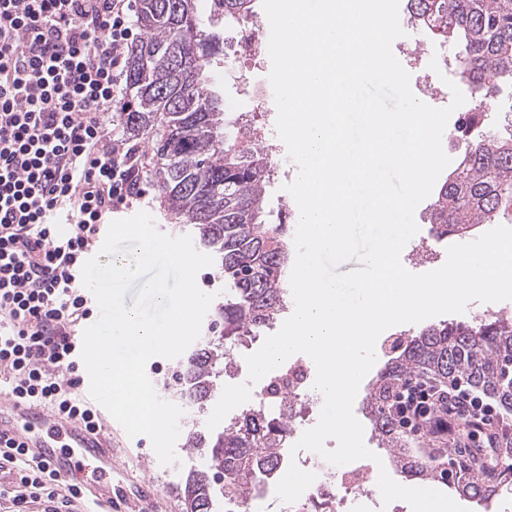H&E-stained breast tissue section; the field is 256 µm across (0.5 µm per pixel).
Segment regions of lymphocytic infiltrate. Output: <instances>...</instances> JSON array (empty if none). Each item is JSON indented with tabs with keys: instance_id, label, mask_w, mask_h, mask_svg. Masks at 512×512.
I'll list each match as a JSON object with an SVG mask.
<instances>
[{
	"instance_id": "f902f5d3",
	"label": "lymphocytic infiltrate",
	"mask_w": 512,
	"mask_h": 512,
	"mask_svg": "<svg viewBox=\"0 0 512 512\" xmlns=\"http://www.w3.org/2000/svg\"><path fill=\"white\" fill-rule=\"evenodd\" d=\"M132 0H0V381L91 431L79 399L77 332L93 315L78 276L117 204L144 197L128 151L103 120L124 95ZM400 424L489 425L495 406L463 382L408 381ZM0 501L65 512L80 486L61 482L21 446L0 442Z\"/></svg>"
}]
</instances>
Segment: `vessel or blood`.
<instances>
[{
	"label": "vessel or blood",
	"mask_w": 512,
	"mask_h": 512,
	"mask_svg": "<svg viewBox=\"0 0 512 512\" xmlns=\"http://www.w3.org/2000/svg\"><path fill=\"white\" fill-rule=\"evenodd\" d=\"M1 438L21 445L36 460L48 463L68 479H81L82 471L76 463L88 458L98 462L101 475L106 477L112 471V456L96 435L34 403L0 398ZM92 491L106 512H129V499L116 497L111 483L93 485Z\"/></svg>",
	"instance_id": "b4317fda"
}]
</instances>
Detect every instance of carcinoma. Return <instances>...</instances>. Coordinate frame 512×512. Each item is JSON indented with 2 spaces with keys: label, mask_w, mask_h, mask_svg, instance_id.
I'll return each mask as SVG.
<instances>
[{
  "label": "carcinoma",
  "mask_w": 512,
  "mask_h": 512,
  "mask_svg": "<svg viewBox=\"0 0 512 512\" xmlns=\"http://www.w3.org/2000/svg\"><path fill=\"white\" fill-rule=\"evenodd\" d=\"M136 0L142 37L127 53L121 119L133 142L150 134L153 181L167 210L190 225L198 244L224 273L219 303L204 337L178 374L182 397L204 411L218 398L233 348L251 343L284 316L290 263L288 225L267 222L266 188L274 169L257 145L239 139L246 121L224 112L208 72L220 50L210 20L253 16V0ZM409 19L454 51L460 83L483 104L512 89V0H407ZM459 159L436 191L428 214L438 240L462 239L477 224L512 218V104L493 118L476 108L459 122ZM462 380L512 415V318L472 324L442 322L391 341L363 410L372 438L407 480L443 479L463 497L487 501L499 484L477 476L446 478L440 459L411 449L391 410L395 394L415 376ZM284 435L258 408H245L213 430L190 431L185 446L208 464L183 476L184 512H250L282 468Z\"/></svg>",
  "instance_id": "cac0c4a2"
}]
</instances>
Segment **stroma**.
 Masks as SVG:
<instances>
[{
	"label": "stroma",
	"instance_id": "35a3bbf8",
	"mask_svg": "<svg viewBox=\"0 0 512 512\" xmlns=\"http://www.w3.org/2000/svg\"><path fill=\"white\" fill-rule=\"evenodd\" d=\"M424 39L430 49L428 56L414 59L402 40H395L392 46L394 55L409 73L411 79L419 82L439 83L441 78H454L451 51L441 39L425 33ZM437 61L438 70H431L430 61ZM272 68L269 56L243 65L227 63L215 67L213 74L218 90L224 97L228 111L245 114L248 119L259 118L261 113L275 111L274 99L261 98L256 87L257 80L268 78ZM297 176L290 160L280 162L274 180L267 188V210L270 223H287L289 230H296L299 219L298 207L293 197L284 189ZM147 191L144 200L120 206V217H128L140 211L152 215L159 231L170 236H182L186 227L171 223L160 206L159 193L151 179H144ZM429 201H422L416 208L414 217L419 227L418 233L410 242L416 251L415 256L404 258L403 265L410 272L425 273L440 268L447 259L448 241L434 238L429 232L427 213ZM104 435L109 440L117 457V466L112 471L113 485L122 487L131 498H138L142 487H150L156 497V512H183L181 498L176 486L185 470L193 465H204L200 455L179 452L177 463L160 465L148 437L139 435L128 437L124 429L109 413H102Z\"/></svg>",
	"mask_w": 512,
	"mask_h": 512
}]
</instances>
